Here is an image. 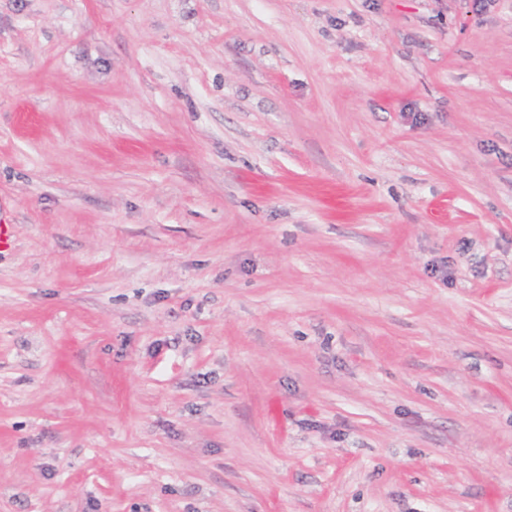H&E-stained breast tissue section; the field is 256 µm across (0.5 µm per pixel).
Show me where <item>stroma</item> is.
<instances>
[{
	"label": "stroma",
	"instance_id": "1",
	"mask_svg": "<svg viewBox=\"0 0 512 512\" xmlns=\"http://www.w3.org/2000/svg\"><path fill=\"white\" fill-rule=\"evenodd\" d=\"M0 512H512V0H0Z\"/></svg>",
	"mask_w": 512,
	"mask_h": 512
}]
</instances>
